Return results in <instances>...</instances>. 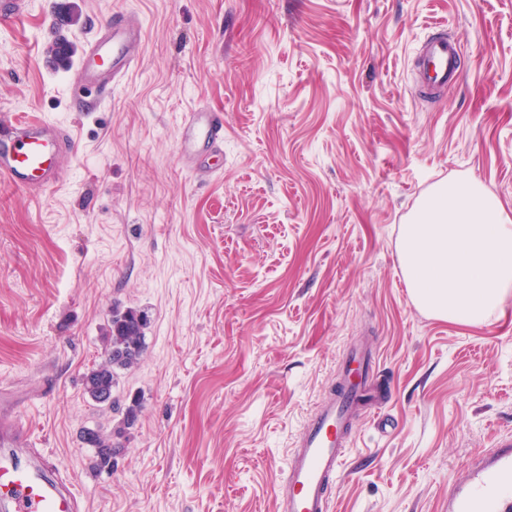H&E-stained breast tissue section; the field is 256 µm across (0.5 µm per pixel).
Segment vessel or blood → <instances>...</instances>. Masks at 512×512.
<instances>
[{
  "mask_svg": "<svg viewBox=\"0 0 512 512\" xmlns=\"http://www.w3.org/2000/svg\"><path fill=\"white\" fill-rule=\"evenodd\" d=\"M143 30L115 12L86 42L72 77L76 111L87 112L111 93L133 67L131 52ZM464 50L461 39L427 41L431 64L427 87L456 82ZM181 159L196 170L214 171L209 157L224 148V116L203 107L183 113ZM71 135L46 122L17 117L0 127V182L43 191L57 183L61 166L75 153ZM358 396L344 389L330 395L308 418L289 454L276 512H329L330 487L350 447L352 423L361 413ZM0 512H81L73 485L27 448L25 436L0 419ZM448 512H512V442L473 458L448 493Z\"/></svg>",
  "mask_w": 512,
  "mask_h": 512,
  "instance_id": "b4317fda",
  "label": "vessel or blood"
}]
</instances>
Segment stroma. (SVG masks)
<instances>
[{
    "instance_id": "obj_1",
    "label": "stroma",
    "mask_w": 512,
    "mask_h": 512,
    "mask_svg": "<svg viewBox=\"0 0 512 512\" xmlns=\"http://www.w3.org/2000/svg\"><path fill=\"white\" fill-rule=\"evenodd\" d=\"M77 14L64 32L54 9ZM122 11L137 63L95 111L77 53ZM466 42L425 94L419 48ZM75 55L42 64L57 37ZM224 115L222 168L179 159L184 112ZM77 142L54 188L0 184V417L46 449L86 512H274L294 440L376 358L331 512H448L454 471L512 437V298L482 324L410 301L396 243L418 199L475 180L512 214V0H26L0 21V117ZM146 350L113 407L84 379L113 307ZM111 472L82 435L120 426Z\"/></svg>"
}]
</instances>
